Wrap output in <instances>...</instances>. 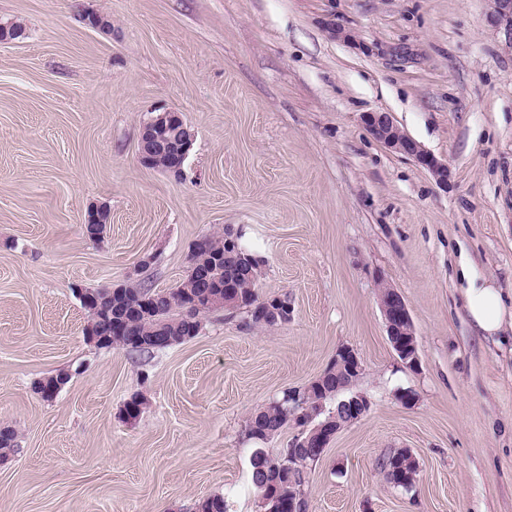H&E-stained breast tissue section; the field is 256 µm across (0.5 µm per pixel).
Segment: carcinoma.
Returning <instances> with one entry per match:
<instances>
[{
	"label": "carcinoma",
	"mask_w": 512,
	"mask_h": 512,
	"mask_svg": "<svg viewBox=\"0 0 512 512\" xmlns=\"http://www.w3.org/2000/svg\"><path fill=\"white\" fill-rule=\"evenodd\" d=\"M237 240L238 251L254 259L251 272L237 260V255L227 249L222 232L204 237L191 259L207 272L214 286H231L230 308L245 311L253 326L272 328L283 323L280 318H264L259 315L262 305L266 303L258 294L262 260L242 242V235H237ZM145 290L147 287L143 282L127 284L120 294L112 295L107 288L96 290L103 319L112 316H123L126 319L127 335L112 337V347L153 353L169 348L170 339L176 344L189 340V337L183 335L186 320L182 309L198 291L195 275H187L175 288L153 291V308L141 314L133 306L138 304ZM350 381V376H338L335 369L327 368L307 386V409H319L327 400L336 397L339 386ZM292 419L302 427L307 423V414L301 408H288V402L281 398L273 400L251 414L246 421V435L255 442L264 441L277 434ZM15 439V432L9 427L0 432L1 459L16 452ZM322 453L321 448H292L288 454L271 457L261 448L254 450L251 459L252 483L264 512H303V507L307 506L305 486L309 469ZM389 466L394 468V471L388 473L393 486L405 490L413 487L418 475L417 461L401 456L389 463ZM196 509L203 512H228V504L224 496L214 495L198 503Z\"/></svg>",
	"instance_id": "obj_1"
}]
</instances>
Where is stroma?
Masks as SVG:
<instances>
[{"label":"stroma","mask_w":512,"mask_h":512,"mask_svg":"<svg viewBox=\"0 0 512 512\" xmlns=\"http://www.w3.org/2000/svg\"><path fill=\"white\" fill-rule=\"evenodd\" d=\"M490 0H0V512H263L246 418L317 379L344 346L369 411L311 468L307 512H512V332L486 338L458 269L512 302V43ZM109 16L112 30L85 14ZM352 41L337 40L329 23ZM172 108L195 133L182 176L141 165ZM394 123L447 163L439 186L376 141ZM112 222L84 232L91 204ZM231 228L263 261L272 329L218 310L151 354L83 335L79 291L178 285L194 243ZM403 297L418 365L392 349L378 284ZM70 379L55 399L44 376ZM415 396L404 404V393ZM146 405L132 422L125 403ZM410 449L412 489L383 457Z\"/></svg>","instance_id":"35a3bbf8"}]
</instances>
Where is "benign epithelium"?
<instances>
[{
    "instance_id": "7a95c632",
    "label": "benign epithelium",
    "mask_w": 512,
    "mask_h": 512,
    "mask_svg": "<svg viewBox=\"0 0 512 512\" xmlns=\"http://www.w3.org/2000/svg\"><path fill=\"white\" fill-rule=\"evenodd\" d=\"M490 25L503 30L512 43V0H491V8L487 15ZM25 35V30L13 22L0 23V44L11 43ZM361 122L374 139L392 152L413 158L420 166L428 170L431 176L441 186H448V164L424 150L417 142L404 133L385 112H365L361 115ZM195 133L185 122L182 113L175 109H164L154 112L143 124L139 134V161L146 167H152L155 162L170 151H176L178 162L166 169V173L178 176L193 147ZM84 223L109 224L111 223L110 208L105 204L92 205L87 209ZM80 299L90 311L92 321L86 326L88 341L91 344L104 341V337L97 335L94 330V321L97 320L98 307L93 305L97 297L90 291L80 292ZM380 307L384 317L389 342L400 356L405 352L416 349V344H406V336L410 330L405 328L409 324V310L398 291L380 299ZM345 359H336V369H349L358 375L361 363L356 352L347 347L343 349ZM370 404L365 396L356 398L351 403L341 400L337 408L349 407V422L360 419Z\"/></svg>"
}]
</instances>
